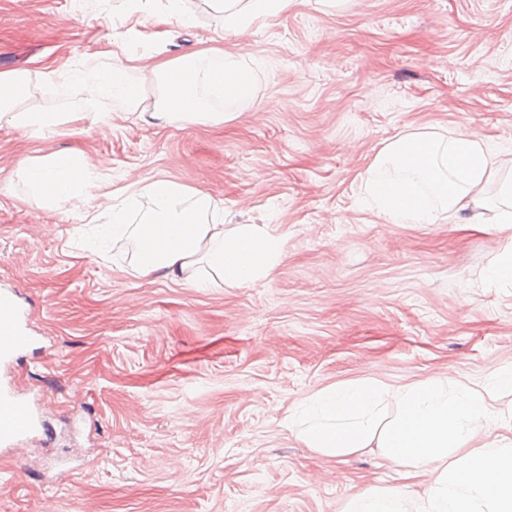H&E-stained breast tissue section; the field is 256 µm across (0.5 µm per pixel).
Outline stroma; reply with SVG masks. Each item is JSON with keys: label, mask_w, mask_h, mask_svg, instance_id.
Instances as JSON below:
<instances>
[{"label": "stroma", "mask_w": 512, "mask_h": 512, "mask_svg": "<svg viewBox=\"0 0 512 512\" xmlns=\"http://www.w3.org/2000/svg\"><path fill=\"white\" fill-rule=\"evenodd\" d=\"M0 0V70H28L25 107L77 113L43 140L0 123V290L33 343L0 383L41 415L20 450L0 446V512H342L354 494L427 477L368 448L329 458L288 427L315 392L449 373L486 383L512 366V228L388 224L364 177L396 136L473 133L512 158V0H294L242 44L255 98L231 123H155L83 99L75 71L169 60L224 20L186 0ZM125 33L112 49L109 31ZM82 151L97 222L130 176L204 190L228 224H266L283 253L248 287L143 278L130 243L102 245L81 205L38 204L23 159Z\"/></svg>", "instance_id": "stroma-1"}]
</instances>
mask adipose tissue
I'll list each match as a JSON object with an SVG mask.
<instances>
[{
    "instance_id": "ef3b65f1",
    "label": "adipose tissue",
    "mask_w": 512,
    "mask_h": 512,
    "mask_svg": "<svg viewBox=\"0 0 512 512\" xmlns=\"http://www.w3.org/2000/svg\"><path fill=\"white\" fill-rule=\"evenodd\" d=\"M222 14L225 36H238L252 25L286 12L292 0H206ZM157 96L152 119L165 124L215 125L232 120L233 106L253 96L250 74L223 48L197 49L151 67ZM74 82L92 99L111 101L114 109L138 105L142 82L127 67H108ZM30 88L24 69L0 71V121L43 139L58 136L59 116L22 108ZM219 95L216 111L206 94ZM512 159L492 153L483 138H444L408 132L389 142L375 157L365 179L373 209L389 224H433L441 214L468 223L493 221L512 227ZM20 171L40 203L59 206L90 203L92 180L85 159L57 151L25 159ZM498 183L500 201L490 206L483 191ZM140 213L138 224L128 216ZM112 235L135 240L136 271L145 278L189 277L192 267L209 266L226 285L247 287L269 277L280 262L282 242L262 224L225 225L211 195L165 177L139 182L112 208ZM512 390V369L489 382L468 385L455 377L389 387L365 378L323 389L303 403L296 435L316 453L343 458L364 448H379L407 476H429L425 512H512V439L493 438L471 447L480 422L496 421L494 393ZM399 404L389 413L388 398ZM343 512H408L397 489L373 487L351 496Z\"/></svg>"
}]
</instances>
